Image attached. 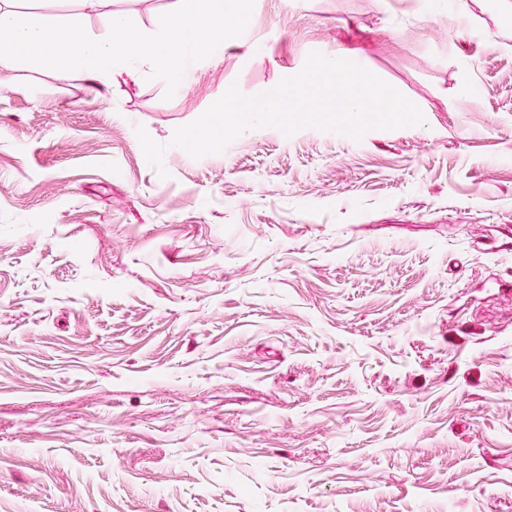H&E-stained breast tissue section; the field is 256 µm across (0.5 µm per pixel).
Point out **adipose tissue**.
Segmentation results:
<instances>
[{
    "label": "adipose tissue",
    "instance_id": "ef3b65f1",
    "mask_svg": "<svg viewBox=\"0 0 512 512\" xmlns=\"http://www.w3.org/2000/svg\"><path fill=\"white\" fill-rule=\"evenodd\" d=\"M15 0H0V37L7 38L15 60L39 58L76 67L89 79L109 83L114 75L137 77L148 65H162L175 82L188 79L195 60L216 62L225 51L249 53L250 45L227 34L224 4L215 0L206 10L187 12L184 0H169L170 33L157 39L125 16L109 12L110 0H81L83 9L105 11L114 38L101 39L85 32L83 17L73 15L61 23L30 12L18 15Z\"/></svg>",
    "mask_w": 512,
    "mask_h": 512
}]
</instances>
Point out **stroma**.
Returning <instances> with one entry per match:
<instances>
[{"label": "stroma", "mask_w": 512, "mask_h": 512, "mask_svg": "<svg viewBox=\"0 0 512 512\" xmlns=\"http://www.w3.org/2000/svg\"><path fill=\"white\" fill-rule=\"evenodd\" d=\"M234 2L184 88L0 66V512H512V14ZM313 51L426 126L171 146Z\"/></svg>", "instance_id": "obj_1"}]
</instances>
